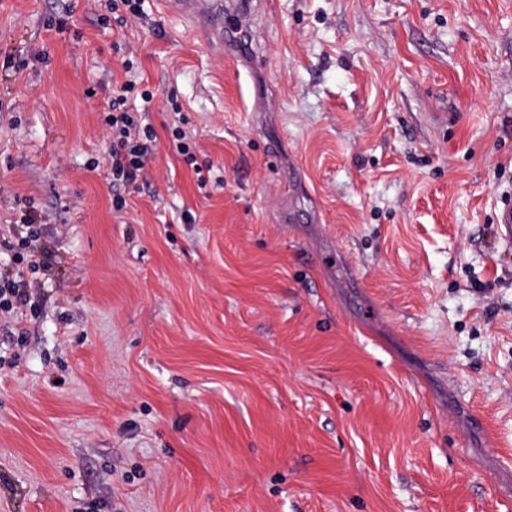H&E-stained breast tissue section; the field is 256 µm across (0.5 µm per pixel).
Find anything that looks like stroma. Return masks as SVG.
I'll return each instance as SVG.
<instances>
[{
	"mask_svg": "<svg viewBox=\"0 0 512 512\" xmlns=\"http://www.w3.org/2000/svg\"><path fill=\"white\" fill-rule=\"evenodd\" d=\"M251 2L259 118L157 0H0V236L35 210L48 267L0 316V512H512V0ZM98 2H100V7L107 12V14L99 15L102 25H110L111 16L119 27L127 25L128 22H138L145 18V0H99ZM147 88L136 80H125L112 89V98L104 111V123L112 132L110 150L105 157L112 187L133 186L157 146L158 135L154 127L143 123L138 111L128 104L137 96L145 102L150 101L153 92ZM170 136L175 153L182 156L184 162L193 165L195 156L192 151L195 148V142L187 136L186 131L180 126L170 128Z\"/></svg>",
	"mask_w": 512,
	"mask_h": 512,
	"instance_id": "obj_1",
	"label": "stroma"
}]
</instances>
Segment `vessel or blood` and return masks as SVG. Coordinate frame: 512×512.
Returning <instances> with one entry per match:
<instances>
[{"mask_svg":"<svg viewBox=\"0 0 512 512\" xmlns=\"http://www.w3.org/2000/svg\"><path fill=\"white\" fill-rule=\"evenodd\" d=\"M166 18L187 20L206 47L224 51L245 69H253L254 58L244 49V22L250 12L248 0H157Z\"/></svg>","mask_w":512,"mask_h":512,"instance_id":"vessel-or-blood-1","label":"vessel or blood"}]
</instances>
